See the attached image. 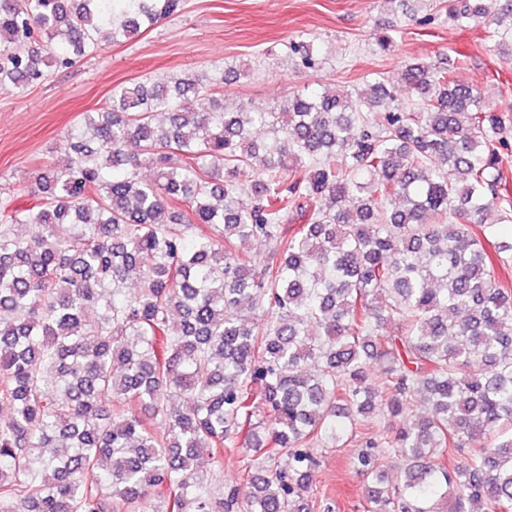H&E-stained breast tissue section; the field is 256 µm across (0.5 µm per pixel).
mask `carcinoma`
Here are the masks:
<instances>
[{
    "label": "carcinoma",
    "instance_id": "1",
    "mask_svg": "<svg viewBox=\"0 0 512 512\" xmlns=\"http://www.w3.org/2000/svg\"><path fill=\"white\" fill-rule=\"evenodd\" d=\"M181 6L0 0V90ZM448 13L512 62V0ZM289 50L318 63L309 40ZM402 80L416 112L380 81L238 112L201 106L196 78L120 84L83 113L71 158L29 175L34 204L0 195V512H300L317 449L373 415L391 424L353 457L369 512H512V237L486 223L512 208L507 115L447 62ZM226 450L258 460L242 504L207 484ZM391 453L405 467L386 487Z\"/></svg>",
    "mask_w": 512,
    "mask_h": 512
}]
</instances>
